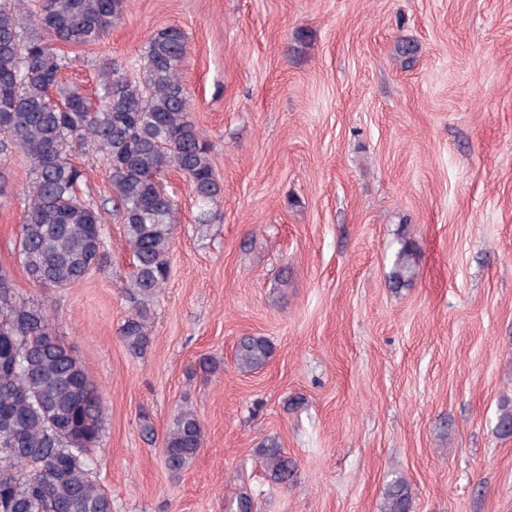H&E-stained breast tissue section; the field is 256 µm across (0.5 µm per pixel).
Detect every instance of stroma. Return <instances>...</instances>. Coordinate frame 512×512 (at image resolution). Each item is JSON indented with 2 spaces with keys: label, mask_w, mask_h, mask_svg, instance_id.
Listing matches in <instances>:
<instances>
[{
  "label": "stroma",
  "mask_w": 512,
  "mask_h": 512,
  "mask_svg": "<svg viewBox=\"0 0 512 512\" xmlns=\"http://www.w3.org/2000/svg\"><path fill=\"white\" fill-rule=\"evenodd\" d=\"M170 24L187 35L182 79L223 193L204 219L188 179L165 178L171 276L143 356L119 334V221L106 271L34 287L15 249L26 158L0 163V266L100 393L92 457L112 512H230L243 491L257 512H380L397 475L414 512H512V434L497 428L512 405V0H125L102 41L60 46L65 81L98 103L101 68L136 76ZM76 163L83 199L103 206L102 155ZM404 240L419 263L396 289ZM249 335L275 351L243 373ZM205 355L217 370L189 378ZM185 401L204 445L175 475L162 444ZM268 436L297 462L290 485L258 463Z\"/></svg>",
  "instance_id": "obj_1"
}]
</instances>
